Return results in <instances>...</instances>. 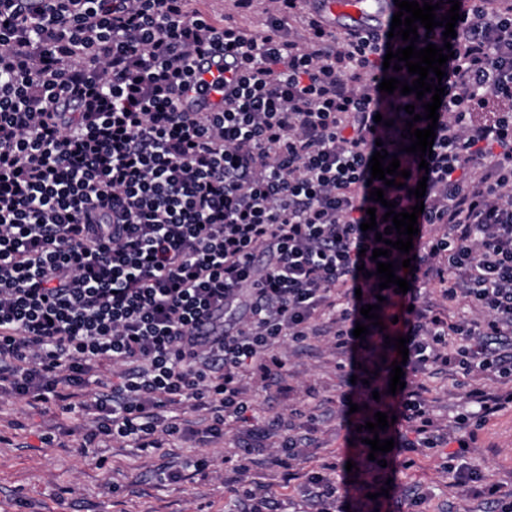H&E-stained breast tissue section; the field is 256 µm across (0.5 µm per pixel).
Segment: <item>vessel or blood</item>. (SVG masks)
I'll list each match as a JSON object with an SVG mask.
<instances>
[{
  "instance_id": "1",
  "label": "vessel or blood",
  "mask_w": 512,
  "mask_h": 512,
  "mask_svg": "<svg viewBox=\"0 0 512 512\" xmlns=\"http://www.w3.org/2000/svg\"><path fill=\"white\" fill-rule=\"evenodd\" d=\"M321 14L332 27H349L360 31L384 30L396 11L393 0H316ZM201 82L185 94L182 108L187 112H208L219 106L224 95V56L212 53L201 58Z\"/></svg>"
}]
</instances>
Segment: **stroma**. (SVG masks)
<instances>
[{"label": "stroma", "instance_id": "1", "mask_svg": "<svg viewBox=\"0 0 512 512\" xmlns=\"http://www.w3.org/2000/svg\"><path fill=\"white\" fill-rule=\"evenodd\" d=\"M280 352L286 361L284 388L258 393L256 423L288 415L295 406L318 418L317 433L290 471L271 465L270 449H247V428L241 424L226 427L223 442L201 446L179 439L146 456L130 447H83L80 428L87 420L80 412L34 408L5 395L0 396V512H238L226 480L246 456L252 459L247 480L268 484L284 512H306L305 476L317 469L328 480L348 486L353 507L366 486L374 493L388 488L393 497L423 492L426 512H488L481 500L449 489L446 458L439 451L418 457L411 469H391L386 479L363 470L332 469V462L368 454L357 446L341 411L340 397L349 389V356L336 350L329 336L303 352L290 345ZM426 383L441 421L467 412L463 386L443 374L428 377ZM46 434L51 443H43ZM193 456L210 458L207 476H190L177 484L162 480L163 472ZM469 461L512 490V411L477 428Z\"/></svg>", "mask_w": 512, "mask_h": 512}]
</instances>
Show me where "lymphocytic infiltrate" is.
I'll return each mask as SVG.
<instances>
[{"label": "lymphocytic infiltrate", "mask_w": 512, "mask_h": 512, "mask_svg": "<svg viewBox=\"0 0 512 512\" xmlns=\"http://www.w3.org/2000/svg\"><path fill=\"white\" fill-rule=\"evenodd\" d=\"M191 0H0V394L79 410L91 425L84 445L117 442L148 452L172 437L220 438L245 423L261 387L282 377L277 349L318 335L324 309H337L334 344L371 371L343 397L357 423L383 412L385 436L409 451L447 449L448 484L512 512V493L465 463L476 441L470 421L512 409V0L459 10L445 66V94L427 170L401 151L415 95L381 92L383 40L328 27L308 6L301 32L290 20L300 0H276L267 31L245 33ZM224 52V105L186 112L194 60ZM493 119L474 120L489 100ZM382 123H375V116ZM410 175L383 187L368 166L377 147ZM426 180L413 238V269L392 250L407 293L380 288L375 233L386 209L407 210ZM376 230L362 231L367 208ZM432 284L441 307L419 302ZM466 304L473 317L450 320ZM366 304L382 326L353 331ZM222 317L218 336L200 324ZM408 337L405 387L389 395L395 348ZM111 383L83 389L101 368ZM469 380L471 417L441 428L419 375ZM190 404L204 428L173 415ZM274 465L289 467L315 414L274 420Z\"/></svg>", "instance_id": "lymphocytic-infiltrate-1"}]
</instances>
